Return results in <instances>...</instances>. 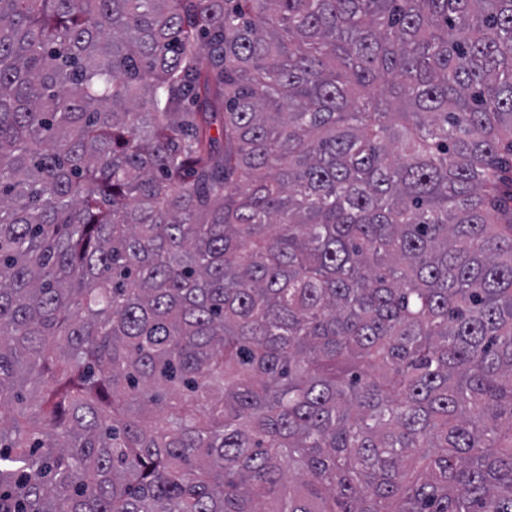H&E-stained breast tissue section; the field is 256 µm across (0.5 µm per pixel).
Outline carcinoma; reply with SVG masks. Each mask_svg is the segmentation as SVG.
<instances>
[{
  "instance_id": "1",
  "label": "carcinoma",
  "mask_w": 512,
  "mask_h": 512,
  "mask_svg": "<svg viewBox=\"0 0 512 512\" xmlns=\"http://www.w3.org/2000/svg\"><path fill=\"white\" fill-rule=\"evenodd\" d=\"M0 512H512V0H0Z\"/></svg>"
}]
</instances>
